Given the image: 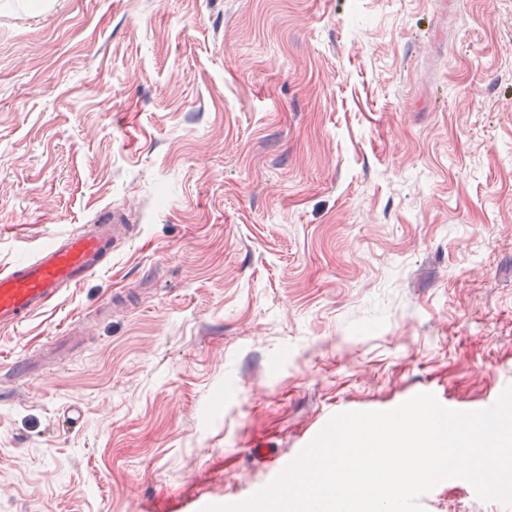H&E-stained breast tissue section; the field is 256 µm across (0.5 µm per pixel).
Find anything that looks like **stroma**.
Returning a JSON list of instances; mask_svg holds the SVG:
<instances>
[{"instance_id":"stroma-1","label":"stroma","mask_w":512,"mask_h":512,"mask_svg":"<svg viewBox=\"0 0 512 512\" xmlns=\"http://www.w3.org/2000/svg\"><path fill=\"white\" fill-rule=\"evenodd\" d=\"M109 207L111 264L0 330V512L238 503L337 413L492 407L512 0H0V269Z\"/></svg>"}]
</instances>
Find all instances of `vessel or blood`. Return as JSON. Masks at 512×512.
<instances>
[{"label":"vessel or blood","mask_w":512,"mask_h":512,"mask_svg":"<svg viewBox=\"0 0 512 512\" xmlns=\"http://www.w3.org/2000/svg\"><path fill=\"white\" fill-rule=\"evenodd\" d=\"M131 227L122 208L98 213L92 224L60 237L0 271V329H14L111 262Z\"/></svg>","instance_id":"b4317fda"}]
</instances>
